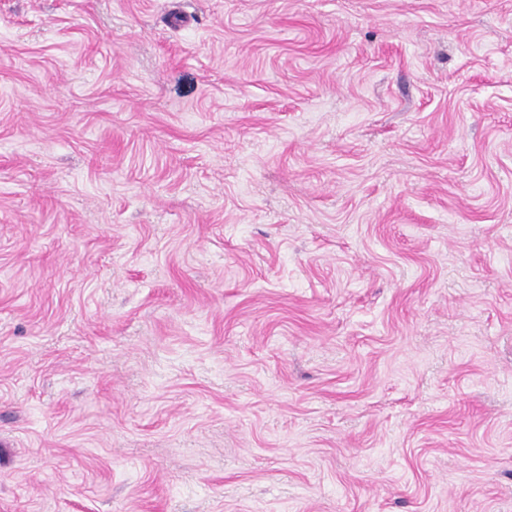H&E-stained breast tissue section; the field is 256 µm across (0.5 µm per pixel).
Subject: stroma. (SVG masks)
Instances as JSON below:
<instances>
[{
	"label": "stroma",
	"mask_w": 512,
	"mask_h": 512,
	"mask_svg": "<svg viewBox=\"0 0 512 512\" xmlns=\"http://www.w3.org/2000/svg\"><path fill=\"white\" fill-rule=\"evenodd\" d=\"M0 512H512V0H0Z\"/></svg>",
	"instance_id": "1"
}]
</instances>
